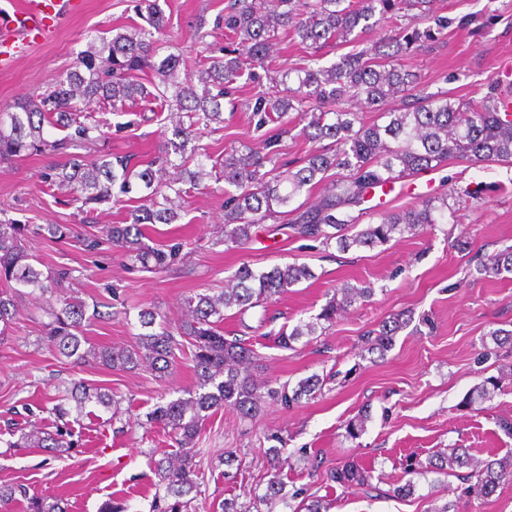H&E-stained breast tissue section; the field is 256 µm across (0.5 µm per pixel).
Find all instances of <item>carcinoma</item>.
<instances>
[{
    "mask_svg": "<svg viewBox=\"0 0 512 512\" xmlns=\"http://www.w3.org/2000/svg\"><path fill=\"white\" fill-rule=\"evenodd\" d=\"M433 0H229L224 8V43L206 42L211 32L205 20L197 26V37L205 44L196 62L195 74L180 77L183 56L173 41L159 64L152 63L157 47L167 36L168 17L160 0H135L134 11L144 21L111 37L96 35L78 57L74 70L59 78L44 93L20 101L14 112H0V161L44 153L66 156L63 163L42 176L45 186L65 190L79 204V211L90 214L93 205L105 201L117 204L131 193L143 194L144 204L131 210L130 222L107 224L98 233L81 234L67 224L30 226L0 220V336L15 323L20 301L26 296L42 300L41 311L47 348L66 357L92 356L110 370H130L141 364L166 374L178 358L192 363L196 388L188 397L157 406L153 420L175 435L179 453L154 461L158 478L153 512H186L185 497L198 492L199 471L195 461L196 440L205 421L228 405L244 419H253L261 404L270 400L285 408L305 397L322 392L326 378L317 374L295 387L271 380L259 382L249 366L257 354L245 340L224 335V311L235 309L242 315L249 309L271 303L288 288L312 280L315 274L305 265L289 264L256 271L239 266L224 280V288L214 294L199 293L189 299L177 321L157 309L138 312L140 333L136 347L103 346L81 349L87 321L84 301L60 299V291L77 280L75 270L60 267L47 272L32 262L22 245L30 234L52 239H76L88 253L107 245L128 261L150 272L163 271L183 259L182 251L191 246L183 239L166 244H149L150 226L174 224L181 219L189 191L180 187L199 186L206 167L221 168L224 188V242L238 247L247 244L254 229L267 221H286L292 236L327 248L349 251L373 248L398 241L436 224L448 223V199L429 198L403 212H384L379 222L357 229L358 217L351 209L366 202L370 190L391 186L410 177L438 169L450 160L476 165L483 162L512 161V118L502 111L499 100L486 97L468 102L453 101L448 93H427L419 87L418 76L394 63V57L417 42L433 37L431 30L412 34L396 27L384 33L370 47L342 55L329 67H304L296 79L275 68L280 39L298 37L306 48L316 52L330 42L348 43L355 31L364 34L385 20L427 17ZM262 69L269 86L260 87L244 103L252 113L254 131L269 124L284 127L291 123L289 112L297 111L303 123L301 134L315 144L303 158V166L283 170L280 134L261 135L263 150L229 153L219 159L198 153L196 169L185 170L187 152L197 153L188 144L198 135L224 122V105L234 112L238 103L230 99L231 89L243 75L257 79ZM365 102L380 113L383 122H367L345 104ZM142 101L168 107L172 139L163 144L159 155L142 169L128 159L104 154L88 162L76 153L104 136L108 122L89 118L79 103L98 104L104 112L125 113ZM67 131L61 139L48 140L45 128ZM338 170L312 203L291 204L303 193H311L327 173ZM479 274L512 273V246L479 259ZM374 295L370 285L345 284L309 322L301 321L277 336L283 349L304 336H314L322 323L333 325L336 316L357 301ZM406 325L396 315L367 331L371 350L384 353L394 336ZM494 345L512 352V329L489 333ZM501 378L489 377L462 401L472 407L493 400ZM93 403L105 410H117L114 394L106 388H89L83 381L72 382L65 395L51 408L61 422L56 433L24 435V445L33 448L70 449L74 442L69 425L71 412ZM366 415L350 419L346 437L356 440L365 431ZM468 469L462 480L464 492L476 499L493 495L506 481H512V461L504 458L476 461L466 448H448L426 462L406 469V474L436 472L446 474ZM371 470L356 460L347 461L329 474L340 486L366 485ZM286 483L273 476L266 492L246 501L226 499L222 512H260L259 505L273 507L288 498L303 496L297 512H329L328 503L313 494L297 490L285 492ZM26 501V512H68L62 500L29 495L21 486L0 485V506Z\"/></svg>",
    "mask_w": 512,
    "mask_h": 512,
    "instance_id": "obj_1",
    "label": "carcinoma"
}]
</instances>
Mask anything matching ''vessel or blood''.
<instances>
[{"label":"vessel or blood","instance_id":"obj_1","mask_svg":"<svg viewBox=\"0 0 512 512\" xmlns=\"http://www.w3.org/2000/svg\"><path fill=\"white\" fill-rule=\"evenodd\" d=\"M83 7L84 0H11L0 7V71L11 70L27 47L51 38L60 21Z\"/></svg>","mask_w":512,"mask_h":512}]
</instances>
